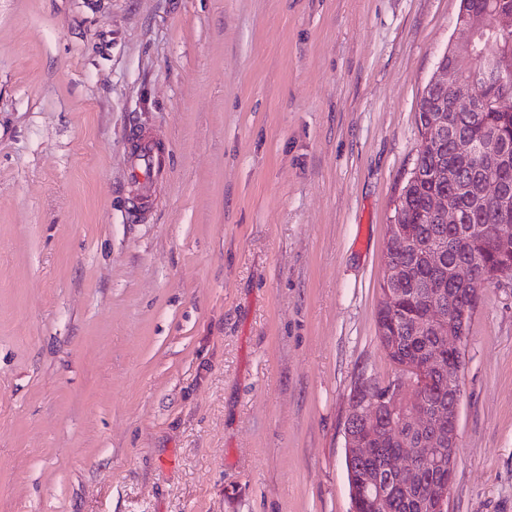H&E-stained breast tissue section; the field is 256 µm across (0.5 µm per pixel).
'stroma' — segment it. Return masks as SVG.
I'll return each mask as SVG.
<instances>
[{
  "instance_id": "1",
  "label": "stroma",
  "mask_w": 512,
  "mask_h": 512,
  "mask_svg": "<svg viewBox=\"0 0 512 512\" xmlns=\"http://www.w3.org/2000/svg\"><path fill=\"white\" fill-rule=\"evenodd\" d=\"M460 0H0V512H351L343 423ZM164 144L132 221L133 133ZM449 512H512V279Z\"/></svg>"
}]
</instances>
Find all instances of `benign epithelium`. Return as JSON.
Segmentation results:
<instances>
[{"instance_id": "7a95c632", "label": "benign epithelium", "mask_w": 512, "mask_h": 512, "mask_svg": "<svg viewBox=\"0 0 512 512\" xmlns=\"http://www.w3.org/2000/svg\"><path fill=\"white\" fill-rule=\"evenodd\" d=\"M512 29V9L499 7L493 14L471 10L455 25L448 50L441 57L437 71L426 88L429 111L434 113L431 124L426 127L427 141H432L440 131L448 137V163L435 170L438 181L455 184L473 171L479 149L475 138L457 129L448 113L456 111L451 93L463 83L461 72L456 67V58L466 55L477 59L478 66L473 82L505 90L512 85V73L500 67L492 56L479 52L478 40L489 32ZM497 230L504 233L512 226V207L509 198L512 192L503 184L496 185ZM431 212L448 221L459 224L463 214L453 197L439 194L432 198ZM385 244V280L378 310L385 312L398 302L402 293L400 284L406 278L405 268L395 261L398 244L418 247L414 226L393 224ZM512 275V267L505 266L493 275L474 264L459 261L449 271L453 283L465 289V304L455 316L444 314L441 303L420 310L414 320L415 330L420 336H428L432 344L404 359L400 364L401 374L386 387L381 396L373 379L359 383L350 400L344 423V447L346 464L367 456L373 448H389L396 452L399 468L394 471L396 484L404 488L423 486V473L429 461L421 454V448H446L447 458L437 459L433 464L448 470V477L435 482L426 490L433 512H448L454 476L459 462L458 419L461 404L460 358L466 339V322L470 308L489 281H498ZM448 384L453 392V401L448 409H430L422 402L424 391L434 384ZM409 393V401H401L402 392ZM418 444L408 447L409 442ZM352 498L369 502L374 512H391L396 499L393 484L384 480L382 474L366 475L352 488Z\"/></svg>"}]
</instances>
